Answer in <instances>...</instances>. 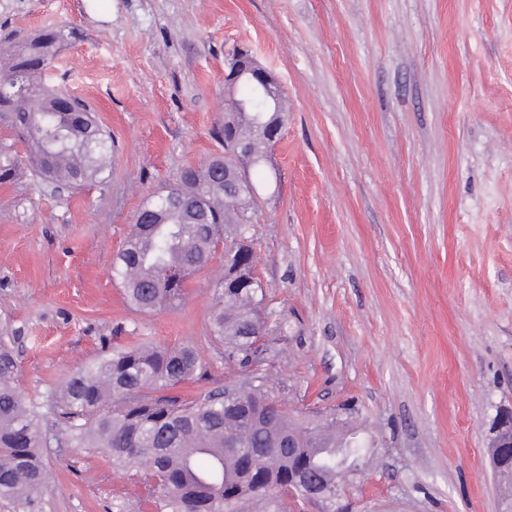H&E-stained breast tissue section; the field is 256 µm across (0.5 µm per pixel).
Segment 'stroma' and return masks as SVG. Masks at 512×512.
<instances>
[{
    "label": "stroma",
    "mask_w": 512,
    "mask_h": 512,
    "mask_svg": "<svg viewBox=\"0 0 512 512\" xmlns=\"http://www.w3.org/2000/svg\"><path fill=\"white\" fill-rule=\"evenodd\" d=\"M57 27L41 81L86 100L117 149L102 184L0 187L21 393L50 402L143 342L197 347L185 399L240 372L208 336L223 252L151 314L112 260L150 193L222 153L225 63L245 46L288 100L250 174L268 396L340 417L374 455L343 486L352 512H506L489 448L512 410V0H0V52ZM45 469L44 512H146L106 451L55 446Z\"/></svg>",
    "instance_id": "1"
}]
</instances>
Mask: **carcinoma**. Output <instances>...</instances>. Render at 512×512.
<instances>
[{
  "instance_id": "1",
  "label": "carcinoma",
  "mask_w": 512,
  "mask_h": 512,
  "mask_svg": "<svg viewBox=\"0 0 512 512\" xmlns=\"http://www.w3.org/2000/svg\"><path fill=\"white\" fill-rule=\"evenodd\" d=\"M59 29L42 30L8 51L0 72V115L24 143L21 156L0 144V186L14 183L24 166L41 180L80 189L100 182L112 158V136L88 103L76 96L60 107L61 90L44 87L39 74L55 58ZM264 122L284 121L281 112L232 116L231 138L264 164ZM224 157L183 168L176 182L148 196L157 208L151 224H134L112 263L113 279L131 307L142 313L180 306L187 281L208 263L219 240L233 237L242 219L259 207L257 196L228 198ZM218 306L209 335L229 356L247 359L261 322L262 287L217 285ZM200 367L193 346L114 347L69 376L55 398L66 443L100 448L112 463L132 472L145 488L151 512H283L288 469L320 474L336 487L362 455V446L336 432V417L314 424L288 415L262 384L234 400L224 390L190 399L166 392L191 379ZM16 360L9 337L0 336V500L19 512H42L52 497L44 449L56 439L42 405L15 385ZM298 447L288 456V440Z\"/></svg>"
}]
</instances>
